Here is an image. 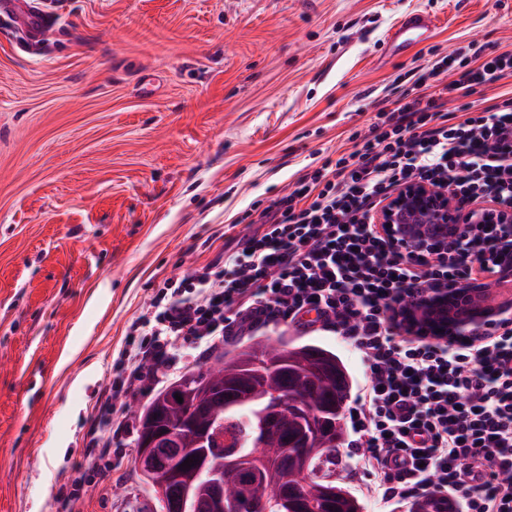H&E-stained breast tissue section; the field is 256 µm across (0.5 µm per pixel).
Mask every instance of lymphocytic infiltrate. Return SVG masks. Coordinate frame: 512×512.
<instances>
[{"mask_svg":"<svg viewBox=\"0 0 512 512\" xmlns=\"http://www.w3.org/2000/svg\"><path fill=\"white\" fill-rule=\"evenodd\" d=\"M445 55L397 79L353 152L298 178L261 214V228L181 281H165L151 314L130 323L97 418L128 423L113 395L156 387L179 344L217 348L251 331L311 328L356 350L365 383L349 414L352 456L382 502L433 497L439 512H512V325L479 345L404 335L397 313L473 271L477 256L433 261L394 247L376 223L385 202L419 182L463 206L512 207V88L481 111L448 112L458 90L512 79V52L473 54L462 73Z\"/></svg>","mask_w":512,"mask_h":512,"instance_id":"obj_1","label":"lymphocytic infiltrate"}]
</instances>
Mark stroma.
Instances as JSON below:
<instances>
[{"instance_id": "obj_1", "label": "stroma", "mask_w": 512, "mask_h": 512, "mask_svg": "<svg viewBox=\"0 0 512 512\" xmlns=\"http://www.w3.org/2000/svg\"><path fill=\"white\" fill-rule=\"evenodd\" d=\"M30 50L0 17V512H161L134 464L152 395L116 402L130 431L98 470L95 408L132 319L189 275L306 166L352 152L394 78L477 40L512 51V0H42ZM433 15L426 46L389 61L387 31ZM358 355L325 333L279 329ZM95 481L76 503L74 480ZM361 512L380 505L364 470L337 467Z\"/></svg>"}]
</instances>
